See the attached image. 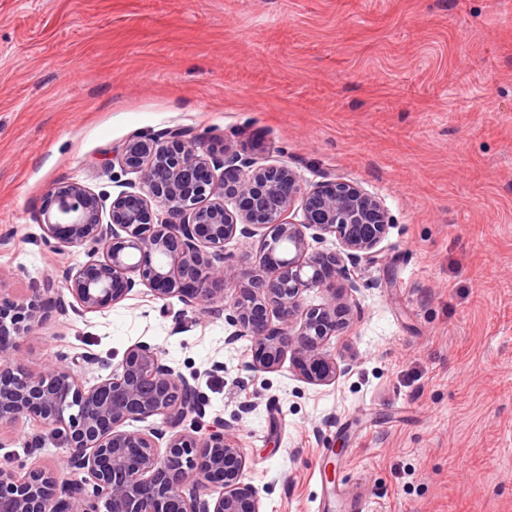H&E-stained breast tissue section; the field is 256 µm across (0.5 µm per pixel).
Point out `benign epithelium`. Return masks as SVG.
Here are the masks:
<instances>
[{
	"label": "benign epithelium",
	"mask_w": 512,
	"mask_h": 512,
	"mask_svg": "<svg viewBox=\"0 0 512 512\" xmlns=\"http://www.w3.org/2000/svg\"><path fill=\"white\" fill-rule=\"evenodd\" d=\"M110 168L117 183L136 174L139 190L112 199L61 183L40 213L44 238L87 257L63 273L67 293L51 282L21 302L0 292V425L28 419L48 430L72 473L1 459L0 512H261L244 482L238 420L216 416L200 433L207 403L158 346L138 341L115 365L61 354L33 371L20 339L52 312H97L142 285L156 300L225 313V343H251V371L290 356L303 379L334 384L345 368L324 348L352 326L354 293L375 286L362 266L379 261L390 213L343 176L308 185L286 165L227 144L216 151L183 126L133 137L112 151ZM260 230L253 268L224 260V243ZM329 236L339 251L318 248ZM312 290L322 303L305 304ZM96 367L108 374L82 378Z\"/></svg>",
	"instance_id": "benign-epithelium-1"
}]
</instances>
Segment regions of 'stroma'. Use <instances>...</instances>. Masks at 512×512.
<instances>
[{"instance_id": "stroma-1", "label": "stroma", "mask_w": 512, "mask_h": 512, "mask_svg": "<svg viewBox=\"0 0 512 512\" xmlns=\"http://www.w3.org/2000/svg\"><path fill=\"white\" fill-rule=\"evenodd\" d=\"M174 126L383 201L374 285L327 347L346 373L249 371L223 317L143 293L52 315L29 367L157 345L240 415L263 512H512V0H0V291L83 260L39 228L53 184L118 194L113 149ZM6 455L64 461L27 420Z\"/></svg>"}]
</instances>
